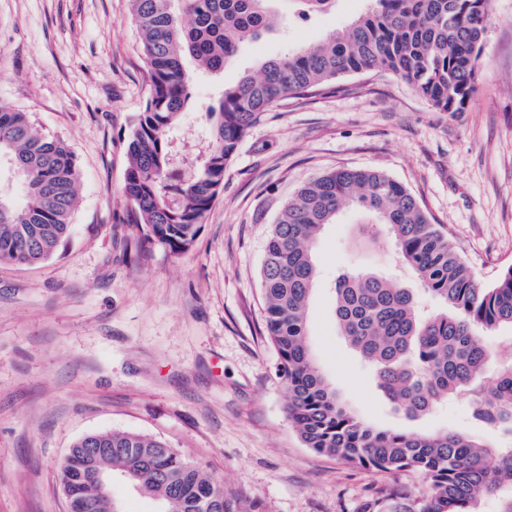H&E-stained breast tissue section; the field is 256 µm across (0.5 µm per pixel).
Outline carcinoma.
<instances>
[{
    "instance_id": "1",
    "label": "carcinoma",
    "mask_w": 512,
    "mask_h": 512,
    "mask_svg": "<svg viewBox=\"0 0 512 512\" xmlns=\"http://www.w3.org/2000/svg\"><path fill=\"white\" fill-rule=\"evenodd\" d=\"M275 0H131L152 89L133 126L124 192L145 239L174 255L190 250L224 173L248 128L277 102L327 88L347 73L390 70L439 112H461L475 90L489 25L486 0H368L348 29L283 57L224 89L207 117L206 148L191 172L168 131L189 101L184 58L219 74L242 44L272 27ZM299 17L335 10L337 0H296ZM22 179L25 201L0 198V263L35 265L71 232L79 171L69 145L40 134L25 112L0 104V160ZM347 205L362 212L360 240L386 234L397 264L414 280L350 269L336 280V323L350 347L374 368L378 390L409 417L468 397L477 419L512 436V364L495 362L481 332L512 327V266L488 287L414 196L388 175L338 168L304 185L271 225L261 270L267 336L275 375L288 389L289 422L307 447L374 472L414 470L430 481L415 512H477L488 493L512 491V445L492 448L462 430L429 434L380 429L330 389L307 340L316 264L313 244ZM441 304L427 310L419 294ZM76 448H105L85 470L62 469L86 512L97 507L93 472L110 469L161 504L164 512H244L198 463L133 431L93 432Z\"/></svg>"
}]
</instances>
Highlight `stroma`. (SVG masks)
<instances>
[{
    "mask_svg": "<svg viewBox=\"0 0 512 512\" xmlns=\"http://www.w3.org/2000/svg\"><path fill=\"white\" fill-rule=\"evenodd\" d=\"M367 0L302 20L278 6L273 32L223 73L194 71L170 136L187 156L207 109L260 63L344 29ZM476 90L439 112L389 71L348 73L326 93L285 99L248 129L224 188L182 255L146 240L124 193L128 142L150 93L129 0H0V103L68 143L79 203L64 246L37 266L0 264V512H67L60 467L80 436L154 435L258 512H414L416 471L375 474L308 448L286 414L266 335L261 268L283 203L319 174L370 168L402 183L443 225L482 284L512 266V0H489ZM345 208L315 246L309 346L340 400L381 428L462 429L491 447L512 437L459 399L417 418L395 409L340 336L333 285L349 267L390 271L393 246L357 242Z\"/></svg>",
    "mask_w": 512,
    "mask_h": 512,
    "instance_id": "1",
    "label": "stroma"
}]
</instances>
